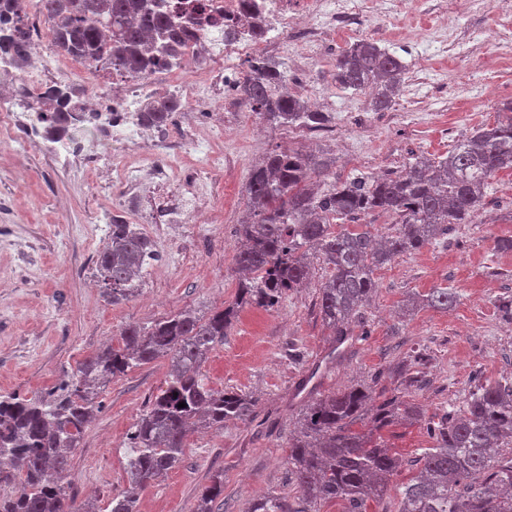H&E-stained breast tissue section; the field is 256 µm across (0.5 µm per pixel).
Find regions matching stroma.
I'll return each instance as SVG.
<instances>
[{"label": "stroma", "mask_w": 512, "mask_h": 512, "mask_svg": "<svg viewBox=\"0 0 512 512\" xmlns=\"http://www.w3.org/2000/svg\"><path fill=\"white\" fill-rule=\"evenodd\" d=\"M367 38L406 66L392 108L378 111L369 92L336 86L334 50L318 63L289 65L302 99L344 125L341 138L302 127L262 123L261 135L240 129L224 150V168L207 174L214 195L207 210L158 224L163 202L182 183L145 189L127 199L111 169L56 167L39 147L18 152L0 135V394L32 395L55 385L105 343H119L130 324L193 309L201 314L234 303L238 227L248 220L246 185L258 157L275 150L316 151L330 174H385L423 154L446 155L472 128L493 122L512 101V0L467 9L461 0H405L394 25L363 22ZM137 212L136 226L159 254L143 288L120 304L106 300L94 260L108 243L105 217ZM512 176L494 177L472 223L452 225L421 250L396 257L376 273L377 291L353 334L335 345L317 308L329 274L315 262L310 282L288 292L276 309L243 306L202 367L209 385L257 400L254 413L223 428L199 427L185 441L181 464L139 493V512H195L211 475L223 473L220 512H245L269 494L295 500L288 480V437L309 392L369 388L376 401L401 396L423 409L416 422L385 428L382 437L407 482L414 460L432 447L428 432L444 412L462 408L475 387L512 375V321L497 308L512 294ZM455 292L448 311L406 310L409 296L433 288ZM169 361L159 358L113 380L100 409L72 452L68 480L78 500L108 512L127 487L128 434L149 399L164 386Z\"/></svg>", "instance_id": "stroma-1"}]
</instances>
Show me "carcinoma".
I'll list each match as a JSON object with an SVG mask.
<instances>
[{"label":"carcinoma","instance_id":"cac0c4a2","mask_svg":"<svg viewBox=\"0 0 512 512\" xmlns=\"http://www.w3.org/2000/svg\"><path fill=\"white\" fill-rule=\"evenodd\" d=\"M13 2L17 25L0 28V59L8 56L22 70L31 42L18 0ZM40 7L57 50L82 60L90 72L112 69L130 77L145 75L162 61L177 64L182 46L198 30L219 25L203 3L187 13L163 0H40ZM404 70L399 57L362 39L336 59L333 79L344 89H374V107L387 110ZM287 80L283 63L265 59L240 88L241 99L270 123L327 128L329 113L311 111L280 91ZM40 100L50 107L34 108L26 78L20 76L17 106L30 121L52 137L76 128L78 119L64 111L60 91L49 87ZM180 107L177 98H162L136 109L137 124L161 129ZM326 167L311 154L274 151L252 171L247 183L252 218L239 227L243 245L235 256L248 277L234 305L208 315L184 310L149 325H129L121 332L122 346L89 357L47 391L0 395V484L13 487L0 494V512H92L69 493L67 476L71 453L97 412L99 394L111 380L166 357V387L129 433V490L109 503L110 512H138L137 490L179 464L191 428H222L253 412V397L215 390L201 373L238 308L274 307L308 282L310 258L316 257L330 271L319 289V312L337 342H343L375 292L376 271L448 232V225L470 223L491 180L512 171V101L494 123L473 129L444 158L416 157L398 173L357 174L323 190L311 188V173ZM376 211L396 215L395 233L379 238L356 223ZM335 219L354 225L336 231ZM154 260L151 239L112 216L110 242L95 260L107 300L135 296L146 265ZM423 302L446 310L457 303V295L434 288ZM181 402L186 406L178 407ZM370 403L363 387L311 400L288 439V477L298 490L297 501L269 495L251 502L247 512H319L318 504L333 500L344 504V512H369L371 503L391 492L397 512H512V454L503 453L512 449L511 380L477 387L463 409L430 427L434 445L415 460L414 475L402 484L391 482L398 461L390 450L353 425L369 414L374 428L382 429L399 419H417L421 410L397 397L376 407ZM222 495L224 474L215 473L196 512H213L212 503Z\"/></svg>","mask_w":512,"mask_h":512}]
</instances>
